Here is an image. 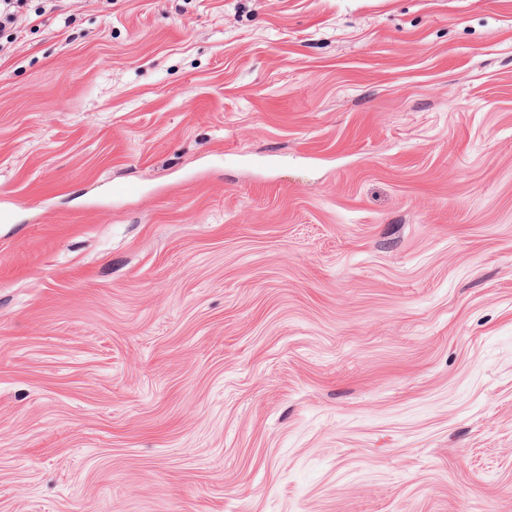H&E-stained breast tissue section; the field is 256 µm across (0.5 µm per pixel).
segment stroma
I'll use <instances>...</instances> for the list:
<instances>
[{
    "instance_id": "1",
    "label": "stroma",
    "mask_w": 512,
    "mask_h": 512,
    "mask_svg": "<svg viewBox=\"0 0 512 512\" xmlns=\"http://www.w3.org/2000/svg\"><path fill=\"white\" fill-rule=\"evenodd\" d=\"M67 9L0 51V512H512V0Z\"/></svg>"
}]
</instances>
